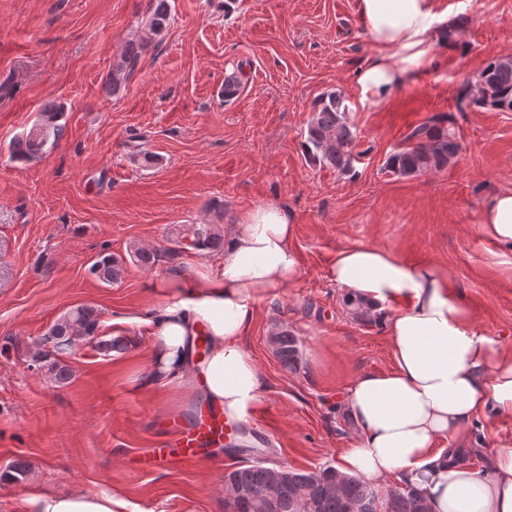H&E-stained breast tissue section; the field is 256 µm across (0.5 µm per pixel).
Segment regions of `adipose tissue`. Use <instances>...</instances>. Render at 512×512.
Listing matches in <instances>:
<instances>
[{
	"label": "adipose tissue",
	"mask_w": 512,
	"mask_h": 512,
	"mask_svg": "<svg viewBox=\"0 0 512 512\" xmlns=\"http://www.w3.org/2000/svg\"><path fill=\"white\" fill-rule=\"evenodd\" d=\"M373 53L356 80L362 100L386 103L415 68L432 64L445 19L439 0H357ZM480 232L512 254V190L490 194L478 215ZM295 226L287 210L268 203L250 210L224 240L219 279L183 280L179 304L150 308L148 384L174 389L201 373L208 404L244 419L265 377L242 339L256 298L297 280ZM332 280L346 294L385 313L393 366L357 377L343 405L357 441L343 452L341 472L383 482L408 480L425 490L433 512H512V448L493 449L485 468L466 464L465 439L477 416H512V346L488 336L461 290L440 268L410 263L394 252L357 244L337 252ZM207 333L210 351L194 345ZM32 512H131L112 492L36 491Z\"/></svg>",
	"instance_id": "1"
}]
</instances>
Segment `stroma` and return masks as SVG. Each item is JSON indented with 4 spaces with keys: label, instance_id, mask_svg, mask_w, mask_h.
<instances>
[{
    "label": "stroma",
    "instance_id": "35a3bbf8",
    "mask_svg": "<svg viewBox=\"0 0 512 512\" xmlns=\"http://www.w3.org/2000/svg\"><path fill=\"white\" fill-rule=\"evenodd\" d=\"M159 35L148 0H0V512H29L36 489L116 491L141 512H226L224 473L244 464L205 448L198 463L144 467L171 419L202 404L196 386L177 397L147 385L151 328L145 307L184 300L179 277L218 278L220 252H174L192 224L231 228L275 203L295 224L297 281L258 298L244 338L266 384L258 400L272 437L262 457L315 471L337 465L353 424L348 384L392 366L382 318L351 315L329 276L340 249L368 244L446 270L489 336L512 333V256L478 229L484 198L512 188V112L458 108L465 85L512 56V0H440L436 67L413 71L387 103L361 101L359 70L372 53L357 0H171ZM145 46L112 94L106 77L129 41ZM244 72L224 98L228 76ZM344 98L362 152L350 172L312 162L305 148L316 100ZM63 106L64 134L40 158L11 153L45 102ZM447 113L463 151L448 166L399 178L385 167L412 127ZM155 161L143 165L142 153ZM158 253L150 266L133 248ZM103 252L125 257L119 283L88 271ZM100 315V335L126 352L79 343L72 376L35 367L42 342L69 309ZM300 342L297 370L268 344L273 326ZM512 446V418L479 417L464 459L483 466ZM20 460L26 472L9 473Z\"/></svg>",
    "mask_w": 512,
    "mask_h": 512
}]
</instances>
